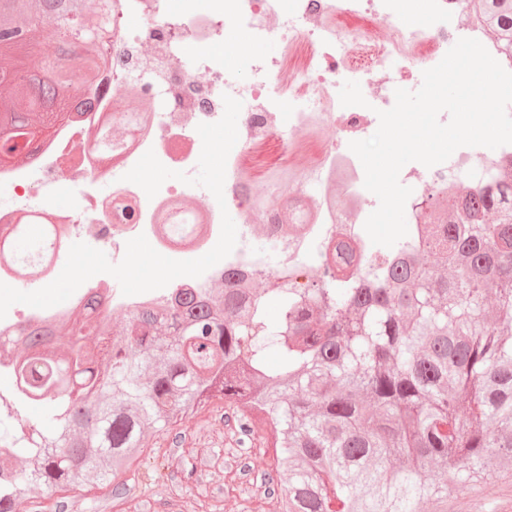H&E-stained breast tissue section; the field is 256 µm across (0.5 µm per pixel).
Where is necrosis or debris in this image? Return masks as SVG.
Returning a JSON list of instances; mask_svg holds the SVG:
<instances>
[{"instance_id":"necrosis-or-debris-1","label":"necrosis or debris","mask_w":512,"mask_h":512,"mask_svg":"<svg viewBox=\"0 0 512 512\" xmlns=\"http://www.w3.org/2000/svg\"><path fill=\"white\" fill-rule=\"evenodd\" d=\"M403 0H112L111 62L93 107L79 120L58 128L37 150L35 161L0 169V282L12 287L24 281L43 285L61 272L70 246L78 240L94 243L113 259H123L128 240L145 235L163 255L192 260L217 243L221 206H235L242 216L237 244L231 254L199 277H179L170 286L132 296L115 291L108 312L129 313L146 301L167 299L176 288H206L225 271L247 270L255 278L287 275L301 285L321 267L322 243L339 232L364 237V224L377 209L378 198L365 189V172L350 142L369 138L379 125L378 111L390 109L395 91L421 82L424 70L437 65L449 45L461 38L486 39L483 28L465 17L458 0H426L421 18L406 17ZM246 28L253 41L277 42L278 56H249L245 72L225 67L211 48L230 30ZM196 54L183 59L182 44ZM151 55H143V45ZM153 80L136 82L142 70ZM347 81L358 82L366 100L362 106H342L339 91ZM152 100L146 127L127 116L129 90ZM241 101L240 132L226 164L224 199L216 201L204 187L163 183L154 197L125 174L147 152L154 151L167 167L195 173L202 150L197 127L224 114V96ZM323 132L309 162L303 196L326 184L340 187L325 197L317 219L300 237L269 228L259 229L250 204L239 190V174L270 143H278L277 165H288L298 150L299 135ZM512 160V145L496 150L458 148L433 167L415 162L401 169V184L411 187L407 207H414L432 188L455 189L467 175L473 185L487 184L491 175ZM111 176L112 190L101 195L97 180ZM75 192V208L58 210L53 200L60 188ZM205 201L202 226L192 239L161 229L164 214H180L190 200ZM41 225L43 248L19 257L10 249L7 229L15 220ZM269 248L256 249L258 234ZM367 261L379 250L365 239ZM106 275L83 283L65 302L46 309L11 306L0 319V373H12L8 352L13 331L33 322L51 323L80 308L92 286H104Z\"/></svg>"}]
</instances>
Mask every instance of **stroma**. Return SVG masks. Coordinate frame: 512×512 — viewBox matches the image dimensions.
<instances>
[{
	"instance_id": "stroma-1",
	"label": "stroma",
	"mask_w": 512,
	"mask_h": 512,
	"mask_svg": "<svg viewBox=\"0 0 512 512\" xmlns=\"http://www.w3.org/2000/svg\"><path fill=\"white\" fill-rule=\"evenodd\" d=\"M126 475L92 490L34 491L24 512H280L274 449L223 404L157 431ZM447 512H512V472L450 485Z\"/></svg>"
}]
</instances>
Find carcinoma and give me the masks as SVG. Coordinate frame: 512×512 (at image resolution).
I'll return each instance as SVG.
<instances>
[{"label":"carcinoma","mask_w":512,"mask_h":512,"mask_svg":"<svg viewBox=\"0 0 512 512\" xmlns=\"http://www.w3.org/2000/svg\"><path fill=\"white\" fill-rule=\"evenodd\" d=\"M469 14L512 58V0H469ZM31 23L53 15L41 50L45 79L10 76V129L0 154L54 104L55 71L69 35L93 41L106 68L110 0L92 27L67 0H21ZM71 93L96 95L86 75ZM279 230L315 218L294 209L279 181ZM410 245L396 243L365 266L360 241L328 242L323 276L307 288L270 281L276 320L243 272L222 288H178L167 302L127 314L23 330L14 370L38 425L16 438L20 471L0 456V512L34 489L67 492L119 480L158 425L215 403L233 410L275 449L287 478L281 512H420L448 500V482L478 481L512 467V165L463 200L437 194Z\"/></svg>","instance_id":"1"}]
</instances>
